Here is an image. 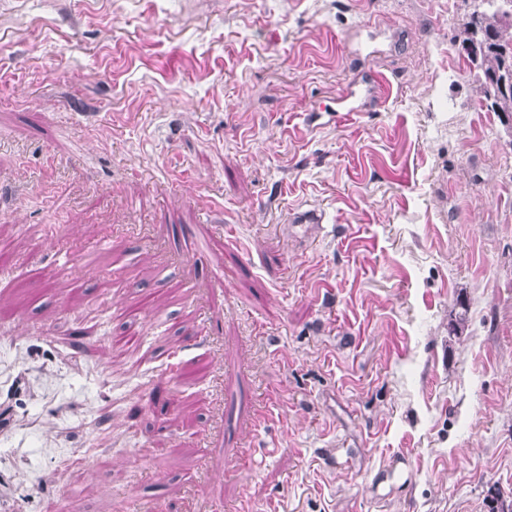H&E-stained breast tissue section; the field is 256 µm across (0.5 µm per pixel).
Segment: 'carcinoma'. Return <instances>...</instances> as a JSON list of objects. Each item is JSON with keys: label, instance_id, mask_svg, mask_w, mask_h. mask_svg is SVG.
Wrapping results in <instances>:
<instances>
[{"label": "carcinoma", "instance_id": "obj_1", "mask_svg": "<svg viewBox=\"0 0 512 512\" xmlns=\"http://www.w3.org/2000/svg\"><path fill=\"white\" fill-rule=\"evenodd\" d=\"M460 24L461 46L480 72L482 101L512 125V0H485Z\"/></svg>", "mask_w": 512, "mask_h": 512}]
</instances>
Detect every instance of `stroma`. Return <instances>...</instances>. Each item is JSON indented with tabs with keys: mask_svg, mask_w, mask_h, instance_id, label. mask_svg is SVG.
Segmentation results:
<instances>
[{
	"mask_svg": "<svg viewBox=\"0 0 512 512\" xmlns=\"http://www.w3.org/2000/svg\"><path fill=\"white\" fill-rule=\"evenodd\" d=\"M473 8L0 0V314L45 328L0 335L24 382L0 512L71 487L76 512L512 497V134L461 47ZM369 71L389 90L340 111ZM150 300L147 296H143L141 301L133 306L124 307L122 315L124 319L133 325L136 329L127 332L125 336H112L114 341L126 344L131 348H135L140 341V336L143 334V327L145 324Z\"/></svg>",
	"mask_w": 512,
	"mask_h": 512,
	"instance_id": "35a3bbf8",
	"label": "stroma"
}]
</instances>
